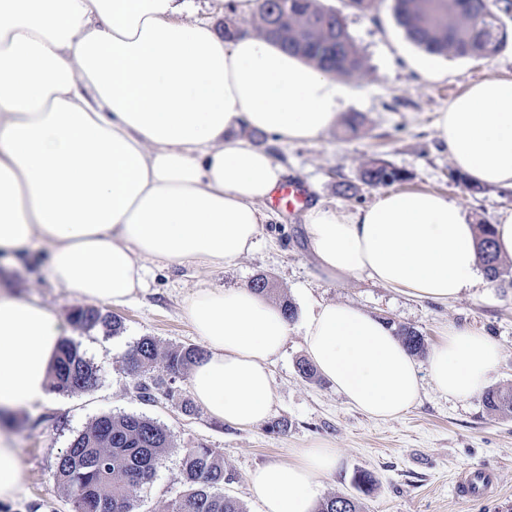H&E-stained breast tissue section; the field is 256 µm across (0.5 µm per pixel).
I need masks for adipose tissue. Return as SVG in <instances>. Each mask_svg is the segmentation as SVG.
Wrapping results in <instances>:
<instances>
[{"mask_svg":"<svg viewBox=\"0 0 512 512\" xmlns=\"http://www.w3.org/2000/svg\"><path fill=\"white\" fill-rule=\"evenodd\" d=\"M192 0H0V253L46 247V279L79 299L122 306L144 289L146 261L232 264L256 246L285 170L242 131L280 143L335 126L345 84L241 29L224 38L190 20ZM438 139L469 184L512 187V79L471 84L439 114ZM321 279L367 275L447 303L481 283L472 218L432 192H385L349 214L306 215ZM182 312L205 345L190 391L242 428L273 399L270 362L290 325L251 288L196 289ZM306 353L320 375L376 419L418 401L423 379L468 400L488 387L501 351L448 328L419 367L381 319L344 302L313 305ZM54 312L0 290V411L48 402L63 339ZM339 455L317 441L249 475L263 512H313ZM23 491L12 436L0 430V501Z\"/></svg>","mask_w":512,"mask_h":512,"instance_id":"1","label":"adipose tissue"}]
</instances>
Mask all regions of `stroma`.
<instances>
[{
	"label": "stroma",
	"instance_id": "35a3bbf8",
	"mask_svg": "<svg viewBox=\"0 0 512 512\" xmlns=\"http://www.w3.org/2000/svg\"><path fill=\"white\" fill-rule=\"evenodd\" d=\"M320 2L342 10L368 72L352 80L340 123L321 138L283 145L266 137L263 145L282 162L286 178L307 184L314 203L353 213L374 204L379 190L360 185L357 197L347 200L339 195L337 182H357L368 160L382 158L409 173L403 190L447 195L476 222L493 223L500 212L512 209L510 187L474 192L450 182L454 165L434 128L438 112L471 83L512 78V11L499 14L507 38L490 58H453L426 55L409 42L396 24L392 0H379L368 14L345 8L342 0ZM355 116L361 126L356 135L345 136L346 124ZM259 208L264 215L262 242L233 264L212 268L150 263L147 285L137 302L102 307L123 324L114 336L72 322L71 312L80 302L46 280L45 251L20 256L9 266L0 263V285L36 298L55 312L66 339L79 346L98 373L95 390L57 393L49 403L13 417L24 490L17 500L1 503L0 512H73L67 491L54 479L58 458L96 417L132 413L164 426L172 440L153 482L137 491L136 512H167L169 503L186 492L181 458L189 448H209L223 458L224 495L237 500L245 512H261L249 490L250 471L267 462H288L292 449L318 439L331 442L339 452L337 472L322 479L320 498L352 496L362 512H512V415L489 412L479 396L462 402L441 395L426 380L417 405L398 418L378 421L350 406L322 377L307 378L297 369L306 357L300 314L314 302H347L421 333L425 350L416 356L421 365L445 327L465 325L485 332L501 349V364L490 387L511 389L512 258L502 257L497 279L464 291L454 301H421L360 276L336 282L321 279L307 243L303 213L291 215L267 201ZM260 274L273 282L269 302L290 299L298 313L283 353L270 366L273 402L267 420L239 429L199 405L193 413H184L180 399L191 394L186 374L173 384L178 397L159 394L154 401H142L125 368L133 346L142 337H153L161 356L151 374L165 375L164 352L202 344L183 318L184 300L201 285L242 287ZM277 422L286 423L285 432L274 431ZM476 469L494 471L493 489L481 498L460 497V474ZM361 471L373 477L370 493L359 492L352 483Z\"/></svg>",
	"mask_w": 512,
	"mask_h": 512
}]
</instances>
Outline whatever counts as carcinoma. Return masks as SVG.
<instances>
[{"instance_id": "obj_1", "label": "carcinoma", "mask_w": 512, "mask_h": 512, "mask_svg": "<svg viewBox=\"0 0 512 512\" xmlns=\"http://www.w3.org/2000/svg\"><path fill=\"white\" fill-rule=\"evenodd\" d=\"M493 0H393V15L406 38L428 54L437 56L485 57L497 50L507 37L498 24ZM256 31L279 43L289 53L315 64L329 74L357 78L364 74L365 57L347 31L342 12L324 7L318 0H267L257 8ZM409 179L408 173L381 159L365 163L359 180L372 188L389 187ZM477 247L486 274L500 275L493 228L477 225ZM72 320L86 331L101 328L117 334L116 317L93 306L77 307ZM396 335L413 354L423 351L422 335L399 325ZM204 350L182 346L165 354L169 378H144L159 351L150 337L140 339L127 358L131 374L141 380V396L174 395L172 382L202 358ZM98 377L92 364L70 340L61 342L51 376L57 393L89 392ZM486 408L512 415V390L490 391ZM170 447L168 431L153 419L137 414L97 417L70 443L57 462L55 480L68 489L82 486L84 498L73 501L74 512H99L102 501L112 503V512H135L137 489L150 483L163 454ZM182 475L188 490L172 502L170 512H244L241 504L220 492L224 485V460L210 448H190L182 459ZM317 512H360L357 499L334 495L324 499Z\"/></svg>"}]
</instances>
